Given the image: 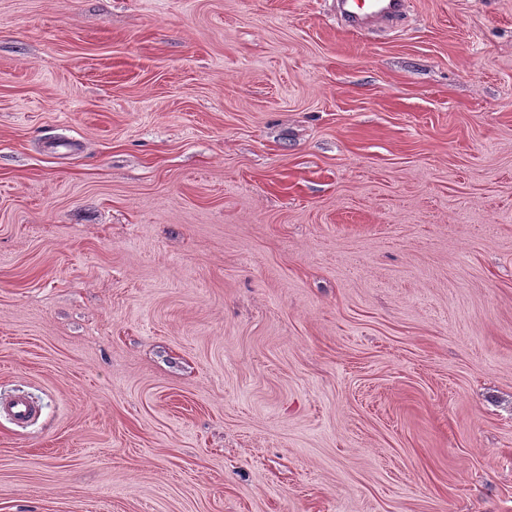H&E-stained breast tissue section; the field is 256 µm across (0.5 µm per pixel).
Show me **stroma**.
I'll return each mask as SVG.
<instances>
[{"label": "stroma", "instance_id": "1", "mask_svg": "<svg viewBox=\"0 0 512 512\" xmlns=\"http://www.w3.org/2000/svg\"><path fill=\"white\" fill-rule=\"evenodd\" d=\"M0 512H512V0H0ZM407 0H336V18L342 28L360 33L373 21L393 22L403 18ZM1 409L18 426L27 425L39 414V406L36 402L24 396H18L9 400Z\"/></svg>", "mask_w": 512, "mask_h": 512}]
</instances>
